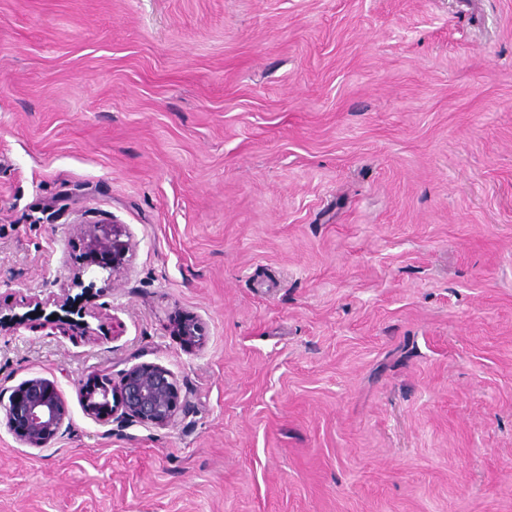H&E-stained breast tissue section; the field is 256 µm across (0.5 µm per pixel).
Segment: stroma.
Instances as JSON below:
<instances>
[{"label":"stroma","mask_w":512,"mask_h":512,"mask_svg":"<svg viewBox=\"0 0 512 512\" xmlns=\"http://www.w3.org/2000/svg\"><path fill=\"white\" fill-rule=\"evenodd\" d=\"M78 279L0 333L70 411L0 412V512H512V0H0V311ZM140 362L172 423L84 412ZM79 231L84 240L85 269L96 268L114 273L124 268L128 261L131 244L121 224L107 221L79 222ZM75 303H78V299L75 301L74 299L65 298L62 301L54 302V306L57 307V310L51 311L49 314H45L43 317H46L45 322L47 325H50L51 328H61L62 330H66L63 326H68L67 329H78L82 331H87L89 329L88 322L84 319L86 313L81 309V306L78 303V306H75ZM63 312L64 314H61ZM56 315V319H51V316ZM76 316V317H75ZM2 409L8 433L16 442L30 448L47 447L70 423L68 406L56 384L42 377L0 389Z\"/></svg>","instance_id":"1"}]
</instances>
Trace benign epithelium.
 <instances>
[{
  "label": "benign epithelium",
  "instance_id": "benign-epithelium-1",
  "mask_svg": "<svg viewBox=\"0 0 512 512\" xmlns=\"http://www.w3.org/2000/svg\"><path fill=\"white\" fill-rule=\"evenodd\" d=\"M79 231L85 245V269L117 273L124 268L131 244L120 224L83 221ZM54 306L45 319L50 327L89 329L85 311L75 300L65 298ZM172 331L189 345L199 340L198 326L191 319L174 325ZM77 393L85 413L102 425L139 422L166 426L182 406L173 373L148 362L122 370L116 382L107 373H90L78 382ZM0 410L5 412L8 433L29 448L47 447L70 423L68 406L56 384L42 377L0 389Z\"/></svg>",
  "mask_w": 512,
  "mask_h": 512
}]
</instances>
